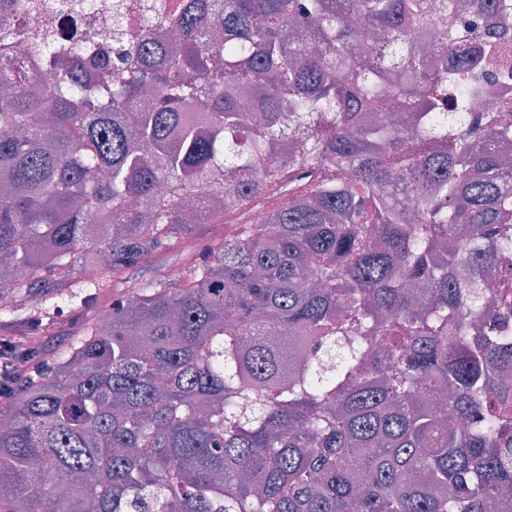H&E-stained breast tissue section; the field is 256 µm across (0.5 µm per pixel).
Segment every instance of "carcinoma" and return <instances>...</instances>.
I'll list each match as a JSON object with an SVG mask.
<instances>
[{
  "label": "carcinoma",
  "instance_id": "1",
  "mask_svg": "<svg viewBox=\"0 0 512 512\" xmlns=\"http://www.w3.org/2000/svg\"><path fill=\"white\" fill-rule=\"evenodd\" d=\"M450 10L480 44L452 68ZM511 35L512 0H185L42 72L1 42L0 320L124 296L0 406V512H512V129L467 116ZM450 87L437 154L377 111L443 140ZM162 251L179 278L128 277Z\"/></svg>",
  "mask_w": 512,
  "mask_h": 512
}]
</instances>
